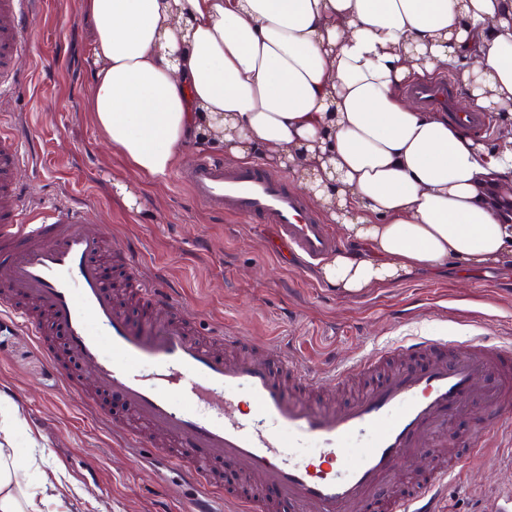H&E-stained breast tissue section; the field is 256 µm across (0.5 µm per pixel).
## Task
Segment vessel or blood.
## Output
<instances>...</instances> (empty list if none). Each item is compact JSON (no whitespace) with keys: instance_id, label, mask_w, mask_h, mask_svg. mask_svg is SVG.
Listing matches in <instances>:
<instances>
[{"instance_id":"1","label":"vessel or blood","mask_w":512,"mask_h":512,"mask_svg":"<svg viewBox=\"0 0 512 512\" xmlns=\"http://www.w3.org/2000/svg\"><path fill=\"white\" fill-rule=\"evenodd\" d=\"M40 9L41 0H0L1 97L13 93L15 61L29 47L24 19ZM408 91L427 111L454 110L447 82ZM23 162L18 143L1 129L0 287L26 303L10 312L37 341H45L49 327L62 334L67 350L92 370L99 396L121 405L120 415L100 417L130 447L150 460L165 444V464L198 490L188 512H220L224 488L211 473L217 463L261 476L290 512H370L377 499L382 512H440L442 482L464 470L467 456L431 464L421 488L390 496L399 463L442 436L471 403L497 415L486 439L512 420L511 345L418 336L337 365L328 376L284 352L271 363L254 352L233 358L224 350L239 346L236 333L201 335L198 315L179 294L146 281L133 254L119 248L113 260L128 294L144 308L142 324L134 325L105 282L106 238L89 231V210L60 203L19 208L14 174ZM178 178L206 207L258 231L273 230L298 261L321 259L336 247L328 225L285 179L261 166L232 169L203 158ZM388 359L397 367L348 404L330 407L320 398L326 381L346 384ZM241 393L250 405L245 414ZM310 443L318 463L296 460L295 449ZM354 443L361 452L352 459L347 449Z\"/></svg>"}]
</instances>
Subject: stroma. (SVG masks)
Here are the masks:
<instances>
[{
	"label": "stroma",
	"instance_id": "35a3bbf8",
	"mask_svg": "<svg viewBox=\"0 0 512 512\" xmlns=\"http://www.w3.org/2000/svg\"><path fill=\"white\" fill-rule=\"evenodd\" d=\"M79 0H43L31 19L29 50L16 64L18 90L0 98V122L36 164L15 172L21 205L59 202L95 210V230L109 245L133 249L144 278L178 290L208 336L237 330L254 347L298 351L328 371L410 336H483L512 344V266L449 269L374 289L352 300L325 285L317 265L297 266L272 234L228 221L197 203L177 174L157 181L112 151L85 110L91 71L85 61L89 25ZM128 185L142 200L115 191ZM44 348L0 312V409L24 424L12 445L26 455L43 448L42 478L60 500L52 512H183L195 488L175 469L140 464L126 440L100 424L96 396L65 392ZM508 435L470 455L448 484L449 512H480L487 498L512 489Z\"/></svg>",
	"mask_w": 512,
	"mask_h": 512
}]
</instances>
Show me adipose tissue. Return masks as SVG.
<instances>
[{"label": "adipose tissue", "mask_w": 512, "mask_h": 512, "mask_svg": "<svg viewBox=\"0 0 512 512\" xmlns=\"http://www.w3.org/2000/svg\"><path fill=\"white\" fill-rule=\"evenodd\" d=\"M91 25L86 110L151 179L185 145L286 170L336 224L321 280L342 296L448 265L512 257V135L488 147L402 92L457 66V104L512 111V0H80ZM0 512H44L22 486L44 453L8 448Z\"/></svg>", "instance_id": "adipose-tissue-1"}]
</instances>
